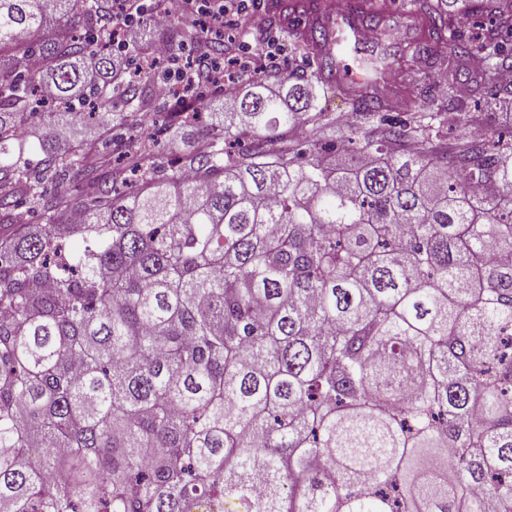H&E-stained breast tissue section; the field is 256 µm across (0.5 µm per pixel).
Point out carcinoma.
I'll return each instance as SVG.
<instances>
[{
  "instance_id": "1",
  "label": "carcinoma",
  "mask_w": 512,
  "mask_h": 512,
  "mask_svg": "<svg viewBox=\"0 0 512 512\" xmlns=\"http://www.w3.org/2000/svg\"><path fill=\"white\" fill-rule=\"evenodd\" d=\"M135 2L121 68L116 0H0V224L44 221L0 241V512H512V141L442 134L512 100V0H468L473 37L406 0L403 80L437 70L438 106L381 93L383 7L288 32L310 71L242 77L172 174L114 116L202 115L154 107ZM360 26L381 49L338 124L314 90ZM193 36L169 20L165 56Z\"/></svg>"
}]
</instances>
